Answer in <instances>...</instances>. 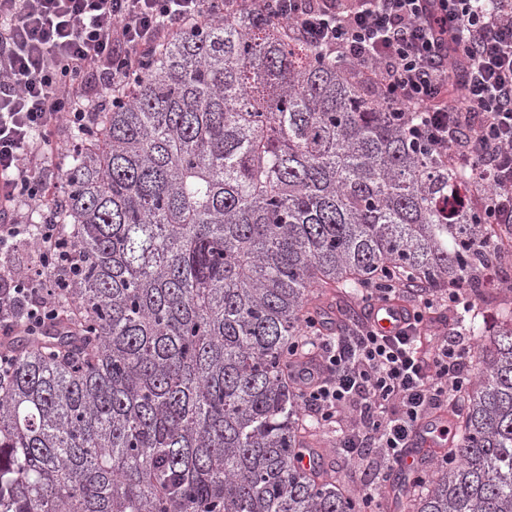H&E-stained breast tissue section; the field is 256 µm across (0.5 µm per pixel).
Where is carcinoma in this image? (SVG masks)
Masks as SVG:
<instances>
[{
  "mask_svg": "<svg viewBox=\"0 0 512 512\" xmlns=\"http://www.w3.org/2000/svg\"><path fill=\"white\" fill-rule=\"evenodd\" d=\"M88 112L50 208L82 259L69 315L0 381V512H372L301 467L288 353L319 335L315 294L462 274L474 373L402 507L512 512V308L488 323L474 174L411 143L354 64L232 9Z\"/></svg>",
  "mask_w": 512,
  "mask_h": 512,
  "instance_id": "cac0c4a2",
  "label": "carcinoma"
}]
</instances>
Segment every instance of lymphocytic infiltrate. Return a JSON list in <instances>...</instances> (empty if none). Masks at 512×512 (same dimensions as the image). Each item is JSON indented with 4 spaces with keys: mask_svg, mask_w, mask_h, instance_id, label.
<instances>
[{
    "mask_svg": "<svg viewBox=\"0 0 512 512\" xmlns=\"http://www.w3.org/2000/svg\"><path fill=\"white\" fill-rule=\"evenodd\" d=\"M234 8L284 22L296 39L353 61L361 79L388 94L411 142L468 168L485 223L512 225V0H0V251L27 231L12 221L17 201L49 190L38 136L79 124L76 85L120 90L168 39ZM37 261L0 271V335L49 329L77 265L59 224H43ZM384 295L369 293L361 320L321 337L293 377L303 404L349 464L377 452L401 465L422 422L447 406L468 379L472 355L461 336L419 342L434 297L404 308L393 335L372 323Z\"/></svg>",
    "mask_w": 512,
    "mask_h": 512,
    "instance_id": "f902f5d3",
    "label": "lymphocytic infiltrate"
}]
</instances>
